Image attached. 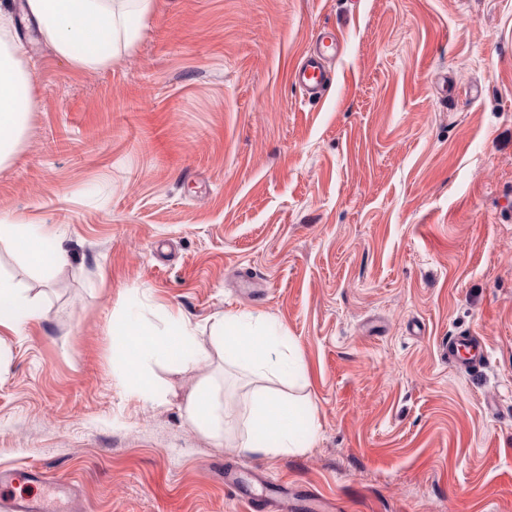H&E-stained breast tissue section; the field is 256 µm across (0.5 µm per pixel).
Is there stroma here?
<instances>
[{"label": "stroma", "mask_w": 512, "mask_h": 512, "mask_svg": "<svg viewBox=\"0 0 512 512\" xmlns=\"http://www.w3.org/2000/svg\"><path fill=\"white\" fill-rule=\"evenodd\" d=\"M325 28L343 51L310 104L287 71ZM27 58L0 220L49 225L69 260L0 248L45 311L0 329V467L88 512H247L257 468L285 512H512V0H154L106 69ZM242 312L300 350L305 452L186 417L221 375L214 316ZM133 315L185 322L209 362L132 391L112 327ZM462 331L480 372L440 355ZM21 482L42 485L46 479L37 468L14 469L0 471V488H7Z\"/></svg>", "instance_id": "35a3bbf8"}]
</instances>
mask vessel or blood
Listing matches in <instances>:
<instances>
[{
	"label": "vessel or blood",
	"instance_id": "b4317fda",
	"mask_svg": "<svg viewBox=\"0 0 512 512\" xmlns=\"http://www.w3.org/2000/svg\"><path fill=\"white\" fill-rule=\"evenodd\" d=\"M342 44L335 32L324 31L315 42L313 51L294 65L289 74L291 83L299 88L305 101L319 102L333 81L327 66L329 59L340 54ZM443 353L449 361L464 360L469 370H480L488 353L479 337L468 333L451 336L443 344ZM25 482L41 485L45 477L37 468L0 471V489ZM0 512H83L71 494V488L63 482L54 483L45 495L0 496Z\"/></svg>",
	"mask_w": 512,
	"mask_h": 512
}]
</instances>
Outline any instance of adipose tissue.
I'll return each instance as SVG.
<instances>
[{
    "label": "adipose tissue",
    "instance_id": "adipose-tissue-1",
    "mask_svg": "<svg viewBox=\"0 0 512 512\" xmlns=\"http://www.w3.org/2000/svg\"><path fill=\"white\" fill-rule=\"evenodd\" d=\"M153 8L152 0H21L19 10L32 18L37 37L56 55L82 71L107 67L120 50L130 47L139 23ZM26 51L0 40V168L11 162L36 103ZM24 243L29 260L38 266H63L68 253L59 237L43 224H0V244ZM43 309L26 289L0 276V327L21 332L41 319ZM212 334L224 361L254 376L290 378L301 368L297 347L263 316L250 313L215 316ZM112 356L125 367L130 387L152 394L157 384L152 365L189 366L207 362L206 350L197 346L193 330L173 322L162 331L145 329L131 320L112 332ZM301 402L273 390H254L243 412L230 416L211 379H203L188 398L189 422L219 439L226 427H242L237 451L274 457L306 448L301 432Z\"/></svg>",
    "mask_w": 512,
    "mask_h": 512
}]
</instances>
